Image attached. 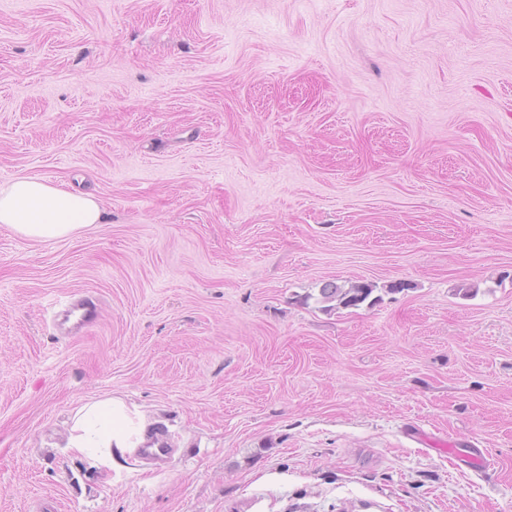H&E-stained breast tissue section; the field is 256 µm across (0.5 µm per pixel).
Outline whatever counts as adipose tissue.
<instances>
[{
	"label": "adipose tissue",
	"mask_w": 512,
	"mask_h": 512,
	"mask_svg": "<svg viewBox=\"0 0 512 512\" xmlns=\"http://www.w3.org/2000/svg\"><path fill=\"white\" fill-rule=\"evenodd\" d=\"M103 209L90 195L76 194L57 182L36 176L0 184V224L22 237L61 239L102 223ZM142 418L119 399L97 400L78 408L66 446L100 469L115 468L119 457L146 439Z\"/></svg>",
	"instance_id": "adipose-tissue-1"
}]
</instances>
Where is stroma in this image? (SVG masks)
Wrapping results in <instances>:
<instances>
[{
  "label": "stroma",
  "instance_id": "obj_1",
  "mask_svg": "<svg viewBox=\"0 0 512 512\" xmlns=\"http://www.w3.org/2000/svg\"><path fill=\"white\" fill-rule=\"evenodd\" d=\"M21 176L105 220L0 224V512H512V0H0ZM376 286L371 283L355 282L348 287L339 286L334 282L320 288V302L325 310L336 308H358L372 295ZM79 313V318L71 323V317ZM99 316V306L92 296H84L80 301L69 303L57 314V321L61 324L70 323V329L74 331L84 330L93 325ZM65 448L90 459L99 469L117 466L146 439L142 418L120 399L87 403L74 413Z\"/></svg>",
  "mask_w": 512,
  "mask_h": 512
}]
</instances>
